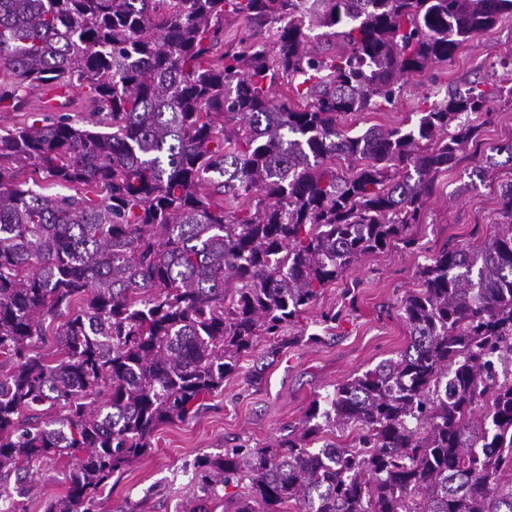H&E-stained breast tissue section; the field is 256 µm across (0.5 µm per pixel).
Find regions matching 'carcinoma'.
Wrapping results in <instances>:
<instances>
[{
  "label": "carcinoma",
  "mask_w": 512,
  "mask_h": 512,
  "mask_svg": "<svg viewBox=\"0 0 512 512\" xmlns=\"http://www.w3.org/2000/svg\"><path fill=\"white\" fill-rule=\"evenodd\" d=\"M504 15L512 0H0V111L33 86L89 94L86 118L0 129V512H27L32 463L63 454L67 494L42 512H90L258 337L413 245L501 85L429 93L396 127L340 118L394 105ZM228 17L248 34L221 53ZM315 30L342 51L309 47ZM499 206L483 243L421 268L404 352L264 447L200 458L192 512L234 483L232 512H512V180Z\"/></svg>",
  "instance_id": "carcinoma-1"
}]
</instances>
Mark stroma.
Masks as SVG:
<instances>
[{
    "instance_id": "obj_1",
    "label": "stroma",
    "mask_w": 512,
    "mask_h": 512,
    "mask_svg": "<svg viewBox=\"0 0 512 512\" xmlns=\"http://www.w3.org/2000/svg\"><path fill=\"white\" fill-rule=\"evenodd\" d=\"M511 72L512 17L504 16L452 60L405 79L394 107L358 112L344 117L342 124L353 131L393 127L417 111L428 92L462 90L470 82L499 80ZM493 109L492 118L481 113L474 117L482 154L494 156L498 163L492 178L478 179L469 157L439 175L436 193L423 206V222L407 231L415 247L396 241L365 255L325 288L297 324L286 327L293 343L277 358H266L272 341L259 337L254 350L242 357L238 372L225 379L195 417L158 427L148 451L113 473L93 512H191L199 482L197 458L241 444L265 446L301 421L315 397L332 393L336 384L406 349L410 336L401 301L419 289L420 267L448 241L469 246L483 242L503 220L497 191L500 184L512 181V159L502 151L512 143V95L502 94ZM327 312L338 316L330 330L320 322ZM304 332L320 334V342L299 341ZM72 463L66 456L33 465L32 490L25 500L29 512H40L47 499L65 496Z\"/></svg>"
}]
</instances>
